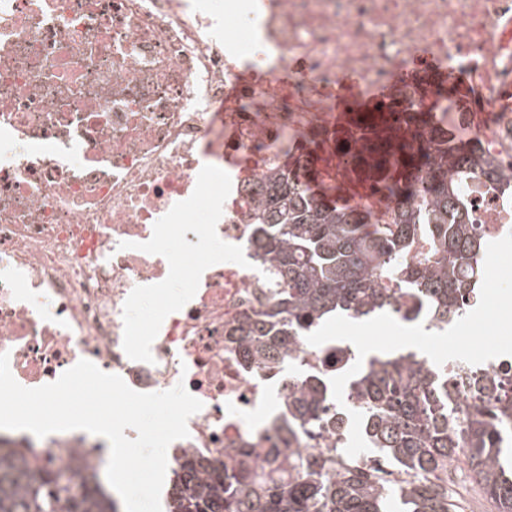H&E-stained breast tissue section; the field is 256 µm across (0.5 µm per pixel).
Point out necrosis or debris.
I'll list each match as a JSON object with an SVG mask.
<instances>
[{"instance_id":"4bbe7bcc","label":"necrosis or debris","mask_w":512,"mask_h":512,"mask_svg":"<svg viewBox=\"0 0 512 512\" xmlns=\"http://www.w3.org/2000/svg\"><path fill=\"white\" fill-rule=\"evenodd\" d=\"M512 0H0V353L36 388L79 360L138 392L184 383L203 407L167 449L230 456L298 480L289 453L313 452L335 476L348 455L333 432L278 439L260 418L287 403L295 366L344 369L345 337L291 345L256 365L229 341L241 315L276 292L249 248L263 191L295 159H315L347 78L362 96L389 89L393 112L425 108L422 69L512 85ZM485 154L512 162V112L478 131ZM473 218L497 248L465 276V309L512 243V196L469 182ZM204 204V219L193 211ZM178 224V240L167 237ZM206 237L214 253L198 256ZM180 290L147 326L135 309ZM448 406L496 403L512 388V352L449 359ZM105 438H38L0 429V457L29 477L90 483Z\"/></svg>"}]
</instances>
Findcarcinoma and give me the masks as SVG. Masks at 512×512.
<instances>
[{"instance_id": "carcinoma-1", "label": "carcinoma", "mask_w": 512, "mask_h": 512, "mask_svg": "<svg viewBox=\"0 0 512 512\" xmlns=\"http://www.w3.org/2000/svg\"><path fill=\"white\" fill-rule=\"evenodd\" d=\"M428 112H391L367 133L316 144L349 155L350 182L371 195L402 202L375 212L346 207L318 191L311 176L272 178L256 215L251 248L281 291L263 310L245 314L228 335L256 363L276 361L289 344L304 341L333 313L368 320L380 312L416 320V303L432 318L448 320L461 310L464 283L458 271L480 261L485 238L473 224L463 187L484 180L512 190V169L483 155L480 140L458 127L414 145L432 126ZM428 249L411 263L391 261L410 252L418 238ZM360 398L364 430L381 441L388 458L416 479L402 487L381 477L385 461L353 464L324 478V460L298 455L300 481L281 482L266 471L235 470L219 459L188 457L181 464L182 489L167 512H385L399 497L406 512H455L448 486L431 480L445 470L458 447L468 444L470 466L499 512H512V456L501 447L512 428L505 408L479 406L464 425L448 418V376L411 350L370 356L351 381ZM320 377L300 375L288 403V438L298 430L339 428ZM60 472L23 480L0 463V512H113L97 489L72 492Z\"/></svg>"}]
</instances>
